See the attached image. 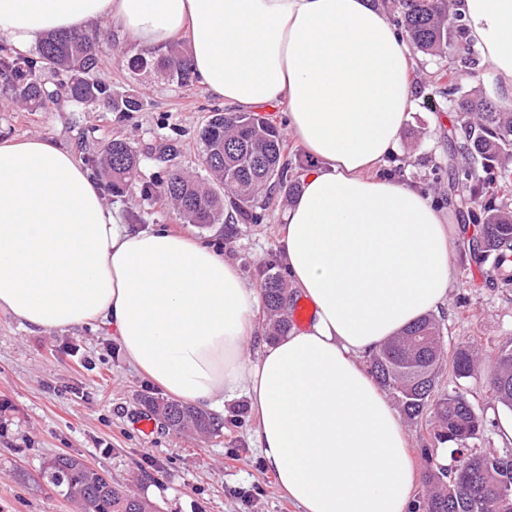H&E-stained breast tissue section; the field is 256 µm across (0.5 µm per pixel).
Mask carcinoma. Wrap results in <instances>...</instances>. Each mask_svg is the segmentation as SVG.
I'll use <instances>...</instances> for the list:
<instances>
[{
  "label": "carcinoma",
  "mask_w": 512,
  "mask_h": 512,
  "mask_svg": "<svg viewBox=\"0 0 512 512\" xmlns=\"http://www.w3.org/2000/svg\"><path fill=\"white\" fill-rule=\"evenodd\" d=\"M381 2L398 14L414 49L446 63V72L435 79L436 88L448 111L457 115L451 137L463 159L461 164H448V205L475 225L468 243L472 259L478 263L493 259L492 279L512 284V108L494 102L478 87L464 90L451 81L440 83L455 72L467 70L473 78L478 74L473 44L462 14L456 11V0ZM101 56L102 43L96 34L51 33L33 56H0V80L16 99L38 109L46 110L54 102L42 80L49 73L68 89L76 105L101 102L113 112L140 111L142 102L133 91L116 93L111 85L92 78ZM128 67L152 69L182 87L197 82L189 57L177 45L162 56L133 57ZM198 138L203 164L221 191L177 169L168 171L163 182L142 188L143 196L156 195L172 203L183 221L202 226L222 222L230 233L233 217L224 214V193L233 195L232 205L240 215L257 224L262 221L257 206L269 204L274 191L293 195L298 190L297 167L283 161L284 133L269 118L215 109L200 126ZM93 157L96 171L110 178L113 191L128 186L140 164L138 153L122 139L106 142ZM259 289L268 336L287 333L291 329L288 284L274 271V264H268ZM445 361L451 372L446 388L438 376ZM370 371L408 422L425 426L433 442L450 448L448 464L428 460L425 493L412 512H512V453L479 447L483 419L461 387V381L479 372L471 346L447 349L441 321L427 314L379 348L371 358ZM485 380L491 399L512 410V340L498 349ZM143 403L173 431L219 429L214 417L200 408L152 396L144 397ZM43 478L73 501L78 512H158L152 501L78 456H55L44 468Z\"/></svg>",
  "instance_id": "obj_1"
}]
</instances>
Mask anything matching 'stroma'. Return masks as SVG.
Wrapping results in <instances>:
<instances>
[{"mask_svg": "<svg viewBox=\"0 0 512 512\" xmlns=\"http://www.w3.org/2000/svg\"><path fill=\"white\" fill-rule=\"evenodd\" d=\"M101 35L104 54L95 78L117 91L135 90L141 111L122 115L99 104L77 108L63 92L51 109L35 110L0 90V137L39 135L73 152L82 141L93 149L114 138L130 142L141 154L137 187L106 194L107 207L127 226H163L208 241L239 261L247 287H258L265 262L285 259L276 228L288 194L275 192L262 223L236 218L229 237L223 225L185 223L141 196L139 184L158 181L171 168L207 179L197 135L219 101L198 84L181 87L150 70L131 72L126 41L111 29ZM441 66L438 58L422 56L401 152L377 173L417 184L462 243L470 233L448 204L453 153L448 130L454 116L431 86ZM168 140L179 143L180 152L160 157L157 147ZM456 266V282L441 311L445 340L451 348L472 343L475 358L487 369L500 345L512 339V287L492 286L489 264L476 263L463 245ZM464 386L486 423L481 447L511 451L492 424L504 406L488 397L484 379H467ZM147 395L159 398L163 392L134 371L110 328L94 323L33 333L0 311V512H75L74 504L42 477L46 464L61 453L80 456L113 481L130 485L161 512H297L253 443L256 420L246 397L214 410L219 431L176 433L156 420L147 435L135 423L146 413L141 399Z\"/></svg>", "mask_w": 512, "mask_h": 512, "instance_id": "stroma-1", "label": "stroma"}]
</instances>
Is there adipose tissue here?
I'll return each instance as SVG.
<instances>
[{
  "mask_svg": "<svg viewBox=\"0 0 512 512\" xmlns=\"http://www.w3.org/2000/svg\"><path fill=\"white\" fill-rule=\"evenodd\" d=\"M512 105V0H458ZM119 26L133 51L186 39L205 91L285 105L316 166L280 215L287 278L309 324L243 357L261 295L239 262L187 233L129 231L74 153L0 141V311L31 330L98 322L167 395L217 406L245 392L254 441L300 512H406L411 441L366 359L448 299L457 268L441 212L374 174L397 155L418 65L374 0H0V40Z\"/></svg>",
  "mask_w": 512,
  "mask_h": 512,
  "instance_id": "1",
  "label": "adipose tissue"
}]
</instances>
